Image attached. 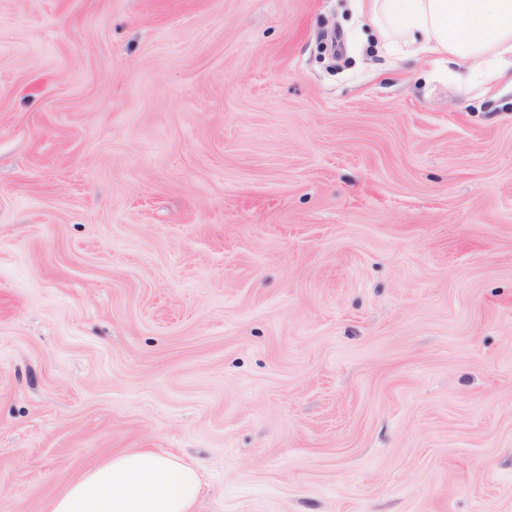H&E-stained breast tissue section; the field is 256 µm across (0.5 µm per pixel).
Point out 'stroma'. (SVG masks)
Masks as SVG:
<instances>
[{
    "label": "stroma",
    "mask_w": 512,
    "mask_h": 512,
    "mask_svg": "<svg viewBox=\"0 0 512 512\" xmlns=\"http://www.w3.org/2000/svg\"><path fill=\"white\" fill-rule=\"evenodd\" d=\"M127 448L196 512H512V95L359 0H0V512Z\"/></svg>",
    "instance_id": "1"
}]
</instances>
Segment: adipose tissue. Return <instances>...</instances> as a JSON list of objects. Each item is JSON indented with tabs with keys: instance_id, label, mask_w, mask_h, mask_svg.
<instances>
[{
	"instance_id": "obj_1",
	"label": "adipose tissue",
	"mask_w": 512,
	"mask_h": 512,
	"mask_svg": "<svg viewBox=\"0 0 512 512\" xmlns=\"http://www.w3.org/2000/svg\"><path fill=\"white\" fill-rule=\"evenodd\" d=\"M385 54L447 63L458 90L512 91V0H362ZM195 467L129 448L86 470L49 512H195Z\"/></svg>"
}]
</instances>
